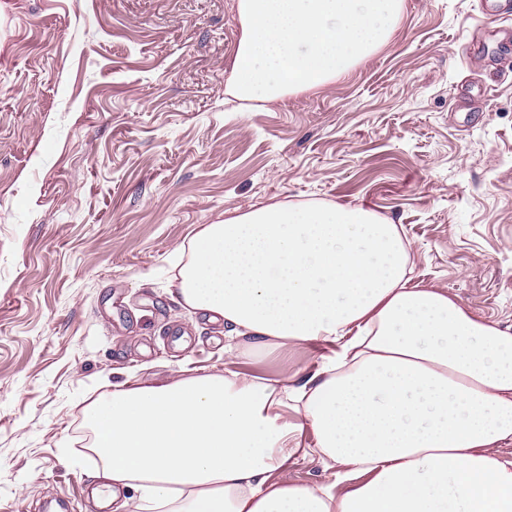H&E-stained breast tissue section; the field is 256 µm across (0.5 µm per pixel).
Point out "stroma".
<instances>
[{
  "label": "stroma",
  "mask_w": 512,
  "mask_h": 512,
  "mask_svg": "<svg viewBox=\"0 0 512 512\" xmlns=\"http://www.w3.org/2000/svg\"><path fill=\"white\" fill-rule=\"evenodd\" d=\"M236 0H0V512H101L83 410L124 381L236 358L177 294L225 215L361 206L402 225L414 283L512 330V0H401L345 75L226 93Z\"/></svg>",
  "instance_id": "obj_1"
}]
</instances>
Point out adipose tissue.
I'll list each match as a JSON object with an SVG mask.
<instances>
[{
	"mask_svg": "<svg viewBox=\"0 0 512 512\" xmlns=\"http://www.w3.org/2000/svg\"><path fill=\"white\" fill-rule=\"evenodd\" d=\"M398 225L273 202L191 239L179 294L301 372L121 383L86 411L113 512H512V332L412 283ZM311 431L313 449L302 446ZM318 451V484L276 478ZM136 491L133 500L122 490Z\"/></svg>",
	"mask_w": 512,
	"mask_h": 512,
	"instance_id": "adipose-tissue-1",
	"label": "adipose tissue"
}]
</instances>
